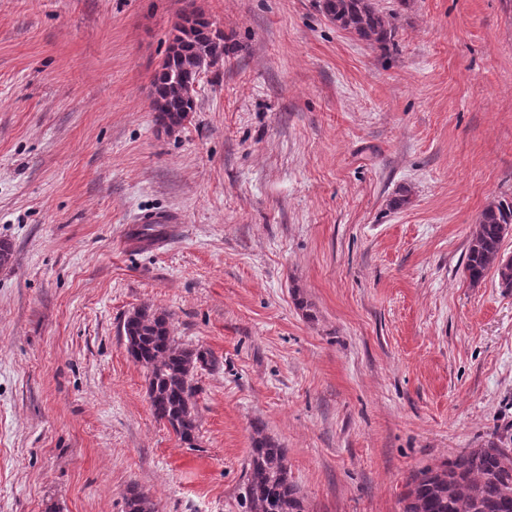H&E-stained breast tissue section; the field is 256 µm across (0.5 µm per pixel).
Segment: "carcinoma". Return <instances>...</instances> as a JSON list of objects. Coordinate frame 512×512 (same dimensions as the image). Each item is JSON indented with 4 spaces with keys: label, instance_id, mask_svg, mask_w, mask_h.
Listing matches in <instances>:
<instances>
[{
    "label": "carcinoma",
    "instance_id": "carcinoma-1",
    "mask_svg": "<svg viewBox=\"0 0 512 512\" xmlns=\"http://www.w3.org/2000/svg\"><path fill=\"white\" fill-rule=\"evenodd\" d=\"M321 10L336 26L382 49L394 41L397 13L379 9L375 0H320ZM224 55V33L207 17L182 14L169 36L166 57L153 80V111L157 121L172 129L194 109L189 75L201 58L214 64ZM512 228V199L490 202L471 233L465 269L477 284L492 270L501 284L512 288V263L503 262L505 229ZM123 332L127 352L146 375L154 417L179 439L193 445L196 372L215 365L212 354L181 346L173 336L170 316L142 307L126 317ZM403 512H512V448L504 441L472 448L413 473L401 495ZM245 512H305L303 499L288 477L286 450L253 426L252 448L241 495ZM125 512H154L149 497L131 488Z\"/></svg>",
    "mask_w": 512,
    "mask_h": 512
}]
</instances>
